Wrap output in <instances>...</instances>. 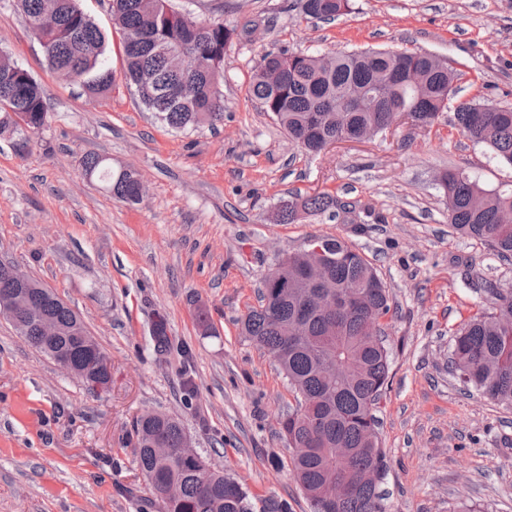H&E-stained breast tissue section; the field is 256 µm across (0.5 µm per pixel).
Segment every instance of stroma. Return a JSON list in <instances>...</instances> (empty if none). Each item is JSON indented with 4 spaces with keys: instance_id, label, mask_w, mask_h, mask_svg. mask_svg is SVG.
<instances>
[{
    "instance_id": "1",
    "label": "stroma",
    "mask_w": 512,
    "mask_h": 512,
    "mask_svg": "<svg viewBox=\"0 0 512 512\" xmlns=\"http://www.w3.org/2000/svg\"><path fill=\"white\" fill-rule=\"evenodd\" d=\"M80 4L110 34L115 85L105 97L48 70L25 16L0 0V50L41 83L51 116L26 155L0 138V258L82 317L111 361L112 388L89 392L0 318V512H157L133 453V424L147 411L177 415L197 452L248 489L252 512L280 501L310 512L280 433L295 395L240 320L278 261L316 236L356 247L396 308L377 413L387 512H512V411L463 394L448 372L453 332L491 310L495 289L512 288V261L450 226L438 185L449 169L512 184V167L491 161L449 111L426 130L399 125L308 155L248 95L269 51L411 49L460 72L457 99L512 109V0H351L329 24L305 17L299 0H170L234 31L224 123L185 133L167 130L125 84L106 0ZM88 154L137 169L142 202L89 181ZM322 190L355 204L353 222H274L280 199ZM200 310L215 334L198 328ZM158 313L174 343L164 359L150 341Z\"/></svg>"
}]
</instances>
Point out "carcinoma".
I'll return each mask as SVG.
<instances>
[{
  "label": "carcinoma",
  "mask_w": 512,
  "mask_h": 512,
  "mask_svg": "<svg viewBox=\"0 0 512 512\" xmlns=\"http://www.w3.org/2000/svg\"><path fill=\"white\" fill-rule=\"evenodd\" d=\"M113 25L121 35L124 80L143 106L168 129L184 131L224 123V53L233 31L216 19L201 20L196 33L187 32L168 0H109ZM350 0H300L303 14L316 20H334L349 9ZM29 20L50 15L54 25L37 28L45 62L54 72L74 77L84 92L106 95L114 75L105 65L110 39L84 12L80 0H14ZM12 57L0 56V135L11 134L18 153L27 151L31 137L49 124L50 113L42 86L36 79L25 82L18 102V84ZM422 69L423 90L400 88L375 109L361 111L342 105L354 87L369 84L376 70L398 71L410 66ZM460 73L438 57L421 51L363 49L324 55L268 52L250 83V97L273 115L288 138L307 153L319 154L324 145L346 131L387 130L390 110H410L414 119L437 120L448 111ZM198 80L204 93L196 100H173L167 88L185 78ZM23 115L28 130L15 116ZM459 130L487 147L493 159L512 166V110L492 103L462 102L454 108ZM84 175L102 183L113 197L138 204L137 172L112 169L109 159L87 155ZM448 223L461 234L512 261V224L499 223L500 212L512 207V189L487 188L464 170L450 171L441 181ZM346 210L329 192L280 201L279 223L294 224L302 216ZM330 254L343 259L332 263L329 281L335 287L355 281L365 285L357 308L318 315L302 310L304 285L278 296L261 289L260 304L242 320V332L265 349L279 364L296 394L297 408L282 421L292 449L291 472L304 492L311 512H385L378 485L363 480L375 470L385 475V453L377 428L379 407L390 370L384 338L372 337L368 325L392 318L389 291L371 263L339 238H323ZM492 312L478 311L465 320L451 338L448 364L464 389L474 390L496 405L512 410V288L497 293ZM44 312L62 327L72 326L76 313L59 300L45 298ZM296 317L304 320L306 339L288 343L279 324ZM150 335L160 354L170 351L168 321L160 314ZM55 347L83 363L86 356L78 337H57ZM134 446L137 469L159 512H250L246 489L235 479L214 469L201 455L182 460L153 455L151 443L158 437L179 454L183 427L176 418L153 413L136 419ZM342 479L348 495L332 507L326 505L328 484ZM176 487L178 494L164 496Z\"/></svg>",
  "instance_id": "carcinoma-1"
}]
</instances>
